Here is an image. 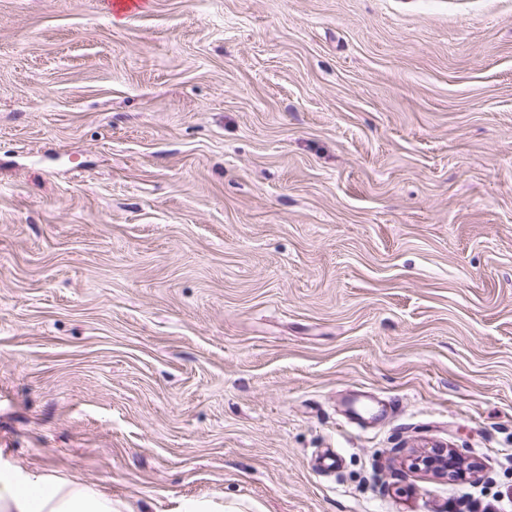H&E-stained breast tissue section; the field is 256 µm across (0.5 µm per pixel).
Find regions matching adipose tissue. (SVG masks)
I'll use <instances>...</instances> for the list:
<instances>
[{
	"label": "adipose tissue",
	"mask_w": 512,
	"mask_h": 512,
	"mask_svg": "<svg viewBox=\"0 0 512 512\" xmlns=\"http://www.w3.org/2000/svg\"><path fill=\"white\" fill-rule=\"evenodd\" d=\"M0 512H114L111 497L95 487L46 474L0 472Z\"/></svg>",
	"instance_id": "obj_1"
}]
</instances>
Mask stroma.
<instances>
[{"mask_svg": "<svg viewBox=\"0 0 512 512\" xmlns=\"http://www.w3.org/2000/svg\"><path fill=\"white\" fill-rule=\"evenodd\" d=\"M0 469L512 501V0H0ZM414 469L434 472L441 476H452L455 478H465L467 474L476 476L477 470L474 468L467 469L462 461L461 456L451 449L431 448L424 451L423 454L414 456L412 459Z\"/></svg>", "mask_w": 512, "mask_h": 512, "instance_id": "1", "label": "stroma"}]
</instances>
